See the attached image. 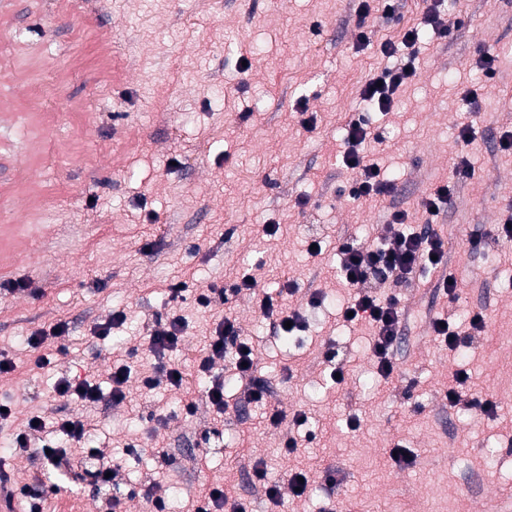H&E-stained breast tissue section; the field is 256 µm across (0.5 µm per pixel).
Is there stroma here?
<instances>
[{"instance_id": "obj_1", "label": "stroma", "mask_w": 512, "mask_h": 512, "mask_svg": "<svg viewBox=\"0 0 512 512\" xmlns=\"http://www.w3.org/2000/svg\"><path fill=\"white\" fill-rule=\"evenodd\" d=\"M387 19L369 0L371 42L355 49L357 0H0V282L30 280L33 293L0 296V352L16 367L0 377V400L15 405V422L0 425L10 441L16 421L45 410L80 412L77 401L55 397L51 376H36L23 340L65 321L73 352L59 372L94 374L107 385L110 367L132 369L137 391L156 359L146 336L156 316L183 315L188 335L167 354L193 373L205 336L222 305L199 308L194 297L172 305L171 281L205 288L252 269L262 291L296 284L291 307L307 309L299 336L278 338L252 297L230 305L272 392V406L303 410L293 429L270 426L263 407L243 405L219 434L210 415L186 417L177 390L156 395L160 420H139L103 397L97 436L122 467L123 487H143L157 468L150 451L165 445L172 459L167 484L183 487L170 506L192 512L203 487L221 480L252 512H504L512 503V265L489 259L501 245L488 241L473 254L468 240L487 234L512 203V160L499 141L512 128V0H444L448 16L465 24L448 39L424 32L417 76L396 107L372 116L383 143L367 144L369 161L394 182L382 206L340 198L351 176L336 163L347 121L361 111L359 90L386 65L380 43H400L417 26L424 0H399ZM496 55L497 73L484 80L482 54ZM224 93L222 110L210 102ZM478 92L475 105L465 89ZM315 116L300 123L299 108ZM475 108L469 144L457 138L460 112ZM466 153L474 172L458 184L432 226L420 204L430 188L451 180L448 159ZM404 209L411 228H431L448 249L459 294L438 296L437 273L405 286L386 281L404 310L396 370L381 385L370 361L373 329L344 323L337 305L349 290L336 277L339 237L377 241L387 209ZM278 225L271 238L263 225ZM323 238L321 256L306 253ZM326 299L308 309L313 290ZM127 315L107 345H93L94 326L112 311ZM483 312L485 335L461 354L435 340L431 322L452 317L467 328ZM336 341L347 360L341 385L328 387L323 350ZM136 349L127 357V349ZM466 369L493 394L496 416L450 408L442 390L450 373ZM361 428L347 430L349 415ZM309 447L285 454L286 434ZM137 443L141 453L127 450ZM415 455L399 468L389 450ZM267 477L308 471L306 497L264 500L252 463ZM18 484L57 483L54 512H111L122 489L98 488L89 478L49 475L35 453L9 458ZM334 470L339 482L323 475Z\"/></svg>"}]
</instances>
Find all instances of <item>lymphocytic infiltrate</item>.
<instances>
[{
	"label": "lymphocytic infiltrate",
	"mask_w": 512,
	"mask_h": 512,
	"mask_svg": "<svg viewBox=\"0 0 512 512\" xmlns=\"http://www.w3.org/2000/svg\"><path fill=\"white\" fill-rule=\"evenodd\" d=\"M414 55H407L399 65L387 67L372 74L362 85L359 96L369 110L392 111L396 105L398 90L416 75ZM372 131L365 114L351 119L346 128L347 148L340 157V165L351 171L353 178L348 186V196L358 202H381L393 189L391 180L382 174L377 164L366 162L362 149L370 139ZM409 213L405 210L389 211L382 224L379 243L366 246L354 238L341 241L336 249L337 276L351 288L352 294L343 305V312L352 314L354 321H363L374 329L370 350L378 375L383 379L392 378L395 371L393 348L401 333L402 309L397 297L377 296L373 283L377 278H395L410 282L418 271L435 270L447 262V251L442 237L431 232L409 230ZM294 291L293 284H285L282 298L264 295L258 303L260 315L273 324L278 335L287 336L299 330L304 317L299 309L287 306L286 295ZM185 318L174 315L156 318L148 335L149 349L157 358L151 375L141 381L143 392H150L159 386L187 391L188 381L183 377L177 364L166 362L167 353L177 351L186 334ZM68 326L57 322L49 329L33 332L27 345L34 369H52L58 358L67 355L68 350L61 339ZM249 341L242 337L236 319L227 315L217 323L202 349L197 363L196 375L207 382L203 398H189L184 405L186 415H196L200 405H207L214 423H223L228 406L222 398L223 381L214 379L212 371L217 364L230 363L241 380H244L243 400L247 403L266 404L270 391L262 380ZM58 397L79 400L84 411L80 414H66L44 421L42 415L26 419L16 430L14 445L21 451H36L45 469L60 472L71 470L75 460L85 457L95 460L92 472L94 482L101 487L119 485L121 467L114 462L106 448L89 447L88 442L94 429L91 412L96 409L101 396L91 376H61L53 385ZM444 397L449 406H465L484 414L494 413L497 403L492 394H478L472 390L470 378L453 371L449 376Z\"/></svg>",
	"instance_id": "obj_1"
}]
</instances>
